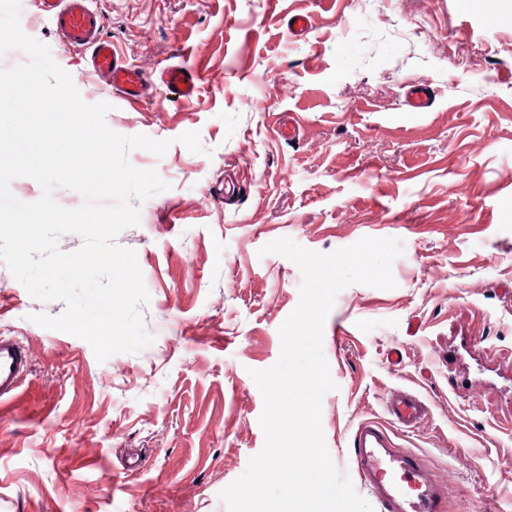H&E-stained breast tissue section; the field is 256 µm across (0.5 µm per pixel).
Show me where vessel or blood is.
I'll return each instance as SVG.
<instances>
[{
  "label": "vessel or blood",
  "mask_w": 512,
  "mask_h": 512,
  "mask_svg": "<svg viewBox=\"0 0 512 512\" xmlns=\"http://www.w3.org/2000/svg\"><path fill=\"white\" fill-rule=\"evenodd\" d=\"M42 18L48 19L60 46L66 50L88 51L89 71L105 91L126 101L143 100L150 80L131 67L103 34V17L94 0H36ZM200 74L188 64L163 69L159 82L181 98L193 96ZM434 96L423 81L409 84L406 106L426 111ZM30 369L22 343L13 336H0V399L13 396ZM385 408L394 422L413 428L428 415L424 401L416 394L394 390ZM355 470L364 488L382 505L383 512H446L442 487L433 481L423 460L399 451L389 429L376 422L361 423L353 435Z\"/></svg>",
  "instance_id": "b4317fda"
}]
</instances>
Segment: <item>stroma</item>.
<instances>
[{"instance_id":"1","label":"stroma","mask_w":512,"mask_h":512,"mask_svg":"<svg viewBox=\"0 0 512 512\" xmlns=\"http://www.w3.org/2000/svg\"><path fill=\"white\" fill-rule=\"evenodd\" d=\"M104 33L147 75L188 63L196 96L155 86L130 104L59 47L22 0L21 28L47 44L115 132L169 141L131 164L168 183L120 246L135 252L153 343L97 361L61 315L0 262V336L31 371L0 402V512H228L220 493L263 447L251 370L274 365L300 298L288 237L330 253L396 238L395 288L353 284L323 327L335 390L321 423L353 473L361 422L391 427L446 489L448 512H512V0H97ZM296 14L308 19L288 33ZM435 92L424 112L404 93ZM198 132L204 153L179 141ZM400 350L402 360L388 355ZM429 419L394 426L390 390ZM433 89L423 81L414 82L408 85L406 95V106L411 112H424L432 102Z\"/></svg>"}]
</instances>
